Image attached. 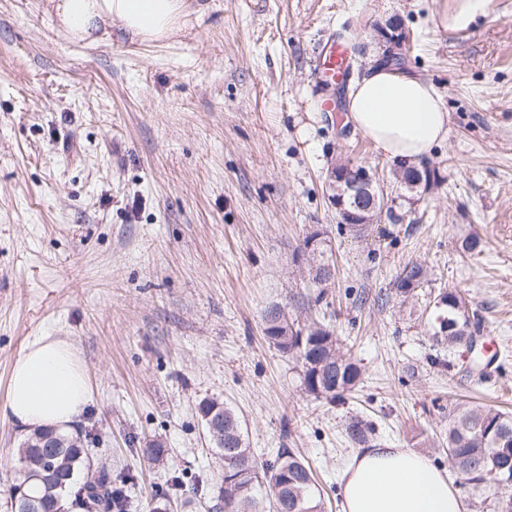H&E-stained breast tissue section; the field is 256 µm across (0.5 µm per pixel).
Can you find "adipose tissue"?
Wrapping results in <instances>:
<instances>
[{
    "mask_svg": "<svg viewBox=\"0 0 512 512\" xmlns=\"http://www.w3.org/2000/svg\"><path fill=\"white\" fill-rule=\"evenodd\" d=\"M69 40L94 45L113 34L147 41L180 31L187 0H45ZM349 118L389 159L419 163L448 137V112L426 80L383 67L353 86ZM91 398L71 342L32 337L16 358L0 414L33 431H70ZM342 512H464L448 476L406 448H360L340 473Z\"/></svg>",
    "mask_w": 512,
    "mask_h": 512,
    "instance_id": "adipose-tissue-1",
    "label": "adipose tissue"
}]
</instances>
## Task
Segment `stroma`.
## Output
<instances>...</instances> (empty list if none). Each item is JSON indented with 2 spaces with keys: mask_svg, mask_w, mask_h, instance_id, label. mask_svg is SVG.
<instances>
[{
  "mask_svg": "<svg viewBox=\"0 0 512 512\" xmlns=\"http://www.w3.org/2000/svg\"><path fill=\"white\" fill-rule=\"evenodd\" d=\"M202 2L177 36L89 46L38 0H0V403L16 357L47 332L88 375L90 464L135 477L128 512H152L175 474L174 512H209L224 470L205 399L237 411L259 459L293 449L325 512H340L350 418L444 468L457 404L512 413V0L463 28L448 24L457 0ZM394 16L412 35L404 72L449 112L428 159L440 181L410 199L393 160L341 135L324 109L334 87L311 76L341 32L362 78ZM340 163L373 168L400 222L341 230L328 200ZM315 229L336 265L321 289L303 248ZM474 234L472 256L461 243ZM411 262L428 280L403 299L393 283ZM451 290L482 362L433 339ZM275 303L303 325L326 319L362 368L351 393H304L295 359L265 337Z\"/></svg>",
  "mask_w": 512,
  "mask_h": 512,
  "instance_id": "obj_1",
  "label": "stroma"
}]
</instances>
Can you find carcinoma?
Listing matches in <instances>:
<instances>
[{
	"instance_id": "cac0c4a2",
	"label": "carcinoma",
	"mask_w": 512,
	"mask_h": 512,
	"mask_svg": "<svg viewBox=\"0 0 512 512\" xmlns=\"http://www.w3.org/2000/svg\"><path fill=\"white\" fill-rule=\"evenodd\" d=\"M413 166L397 164L394 179L407 193L415 194ZM405 277L395 282L396 294L407 298L421 287L426 269L418 264L406 265ZM444 307L436 343L451 347L471 343L469 317L462 312L458 293L441 295ZM265 335L280 351L296 358L301 366L304 392L314 399L334 401L359 383L361 368L346 357L329 326L312 322L300 327L278 304L268 307L264 315ZM198 412L204 424L218 419L224 434L213 436L214 448L224 457L232 482L218 488L212 497L211 512H264L253 494L259 476L268 479L276 503V512H323L321 496L316 493L311 467L288 448L278 450L271 463L257 461L246 445L241 423L230 406L208 399L200 402ZM373 427L358 419L351 420L345 434L353 443H365ZM46 442L54 447L45 448ZM512 416L493 409L460 405L448 424V465L467 483L484 491L512 485ZM88 458L87 449L77 445L76 437L52 430H37L21 441L15 455L3 462V469L15 472L8 493L11 512H52L63 501L64 492L79 484L76 505L83 512H128L126 489L133 476L110 470L79 483L77 471Z\"/></svg>"
}]
</instances>
